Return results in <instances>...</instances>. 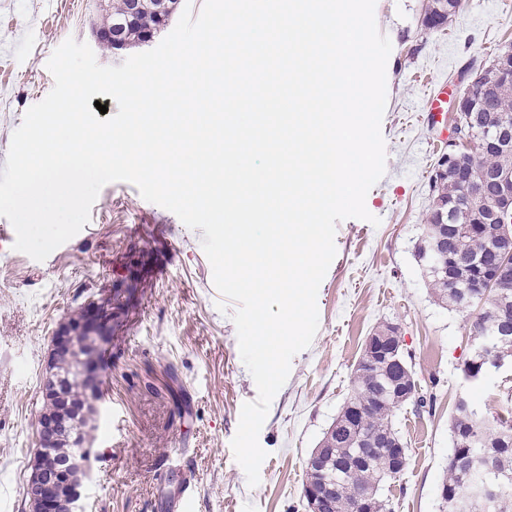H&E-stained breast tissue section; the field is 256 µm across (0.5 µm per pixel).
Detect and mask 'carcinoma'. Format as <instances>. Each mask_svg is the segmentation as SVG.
Wrapping results in <instances>:
<instances>
[{
  "instance_id": "cac0c4a2",
  "label": "carcinoma",
  "mask_w": 512,
  "mask_h": 512,
  "mask_svg": "<svg viewBox=\"0 0 512 512\" xmlns=\"http://www.w3.org/2000/svg\"><path fill=\"white\" fill-rule=\"evenodd\" d=\"M126 0L117 7L110 0H101L98 10L106 21L98 26L110 31L124 15ZM459 0H430L423 19L429 29H438L448 12H456ZM163 27V20L151 6L130 26L125 27L124 43L137 45L150 32ZM483 84L469 86L460 97L454 117V132L478 142L486 125H501L505 136L500 146L483 148L474 162L461 167H435L429 177L432 205L425 217L427 226H444L443 254H427L428 241L416 244V257L426 268L429 288L443 305L457 306L467 312L469 334L479 337V343L461 365L463 378L475 385L484 382L486 366L505 365L512 360V288L506 295L494 299L475 287L487 268L507 261L512 264V250L498 251L480 230L493 223L477 197H469L463 185L471 183L488 194L495 189L494 177L502 170H512V56L497 55L490 66L481 69ZM59 368L68 373L69 390L75 396L83 394L80 362L63 355ZM415 415L432 413L433 392L420 390L405 400ZM361 408L356 416L358 431L380 441H403L394 424L393 389L385 375L375 368L356 362L352 372V391L343 403L336 419L324 433L321 443L328 444L320 466H307V481L333 488L335 506L325 512H365L370 506L376 512H393L391 484L402 470L391 469L386 455L372 453L368 460L354 466L349 479H336V464L348 465L357 448L350 430V412ZM451 448L448 463L443 467L441 487L448 494L463 498L469 485L484 481H500L504 485L501 497L490 512H512V410L504 414L483 413L473 401L464 408L454 407L450 420Z\"/></svg>"
}]
</instances>
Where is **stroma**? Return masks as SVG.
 I'll use <instances>...</instances> for the list:
<instances>
[{
	"label": "stroma",
	"instance_id": "obj_1",
	"mask_svg": "<svg viewBox=\"0 0 512 512\" xmlns=\"http://www.w3.org/2000/svg\"><path fill=\"white\" fill-rule=\"evenodd\" d=\"M427 0H376L379 31L392 43L381 130L385 172L366 196L379 225L338 222L337 255L317 295L318 331L296 354L259 433L267 457L249 486L231 441L241 407L258 396L244 365L236 303L213 284L202 230L142 198L128 182L106 184L90 221L38 262L13 248L15 231L0 217V512H25V486L37 448L42 367L58 324L99 294L133 278V301L112 321L101 362L97 451L83 488L84 512H170L183 473L195 472L192 512H307L308 457L350 388L364 340L379 324L399 325L432 413H395L409 448L394 483L395 512H439L438 488L451 446L448 419L459 395L489 412L512 364L488 383H466L471 351L466 313L438 305L415 256L431 205L428 180L443 153L418 119L432 80H457L471 62H488L512 44V0H460L436 31L422 24ZM97 0H0V169L28 108L53 88L46 63L66 39L91 44L99 64L118 66L136 47L95 43Z\"/></svg>",
	"mask_w": 512,
	"mask_h": 512
}]
</instances>
